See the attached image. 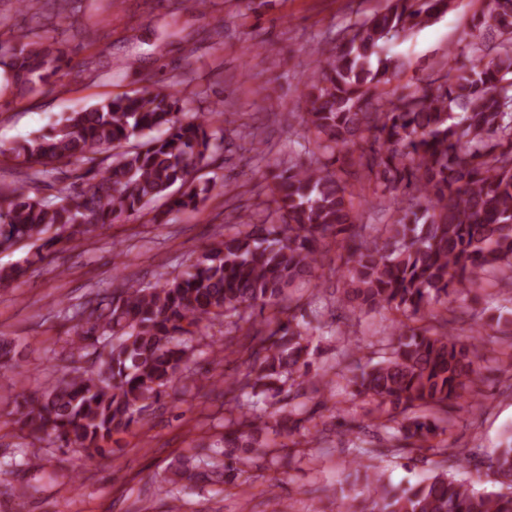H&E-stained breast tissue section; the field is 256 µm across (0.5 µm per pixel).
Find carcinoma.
<instances>
[{"label":"carcinoma","instance_id":"carcinoma-1","mask_svg":"<svg viewBox=\"0 0 512 512\" xmlns=\"http://www.w3.org/2000/svg\"><path fill=\"white\" fill-rule=\"evenodd\" d=\"M451 0H388L387 7L344 28L324 61L303 80L306 111L292 112L305 130L301 150L272 164L276 220L256 224L244 214L195 258L184 273L154 284L122 281L64 308L75 322L70 349L90 358L71 365L42 391L14 400L15 430L94 462L113 437L143 424L146 412L190 369L194 331L244 314L264 316L245 372L227 379L206 373L198 389L224 398L229 417L210 453L178 462L164 478L168 512H182L178 486L209 478L238 490L254 471L291 464L290 443L276 440L283 415L323 405L333 377L376 403L372 426L395 455L437 456L436 472L413 485L385 481L383 452L348 428L349 467L363 475L368 496L347 512H512V433L487 469L499 488L477 489L457 476L464 452L434 442L446 431L448 406L476 395L482 381L478 345L447 308L487 273L512 286V0H481L472 26L448 58L442 77L392 85L409 64L393 44L446 13ZM65 62L58 42L19 28L0 40L4 91L35 94ZM170 90L146 89L64 113L48 129L0 156L23 169L24 184L0 187V251L20 243L44 260L64 243L75 250L107 225L127 221L160 200L170 210L196 211L213 186L195 183L224 129ZM363 201L390 202V222L360 223L353 182ZM56 187L41 197L39 185ZM336 257L339 302L357 317L391 310L382 359L361 363L347 346L336 364L311 370V327L291 298L299 286L320 291L318 270ZM512 340V319L479 324ZM16 348L0 336V368L25 380Z\"/></svg>","mask_w":512,"mask_h":512}]
</instances>
